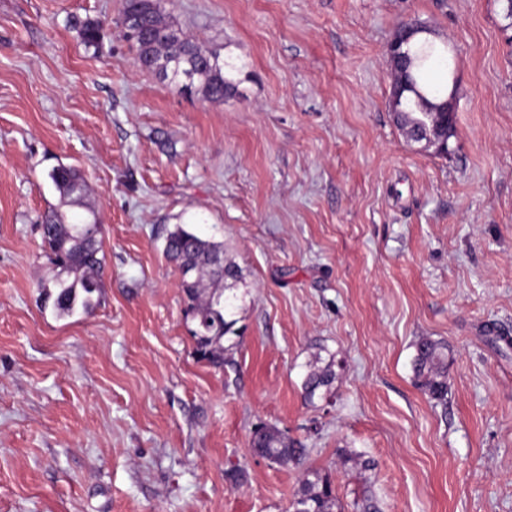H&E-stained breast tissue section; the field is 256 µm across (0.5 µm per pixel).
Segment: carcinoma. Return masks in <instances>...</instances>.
Wrapping results in <instances>:
<instances>
[{"instance_id":"1","label":"carcinoma","mask_w":512,"mask_h":512,"mask_svg":"<svg viewBox=\"0 0 512 512\" xmlns=\"http://www.w3.org/2000/svg\"><path fill=\"white\" fill-rule=\"evenodd\" d=\"M138 18L137 32L129 34L126 19ZM117 25L126 39L137 50V64L144 70L158 74L163 80L177 84L182 90L195 91V80L201 82V92L211 100H222L224 95L236 90L233 72L236 67L220 58V53L205 49L183 37L173 25L162 18L158 0H123ZM83 43L98 46L101 25L93 20L74 19ZM414 59L407 55L394 61L395 81L392 85L391 106L400 128L409 138L416 132L427 131L434 138V153H448L442 144L448 131V101L430 103L418 89L414 74ZM61 196L77 204L86 191V182L77 169L58 166L48 174ZM45 244L54 255L60 272L81 275L69 281L62 277L53 283L55 292H43L44 300L52 301L61 317L88 314L94 308L93 294L99 288V278L104 272V257L99 255L98 236L102 225L75 219L66 221L65 214L53 209L42 221ZM164 254L173 262L180 274V287L187 306L196 309L200 316L196 342V355L210 364L221 367L234 345L224 346V337L234 333L235 321L226 319L237 299L235 290L244 280L243 270L224 253V244L201 237L177 224L167 233ZM209 271L212 281L218 284L207 297H202L203 283L197 274ZM342 362L333 353L328 359L316 356L309 363L303 381L304 398L325 399L333 394ZM412 369L416 385L430 400L447 403L448 398V345L440 340L421 338L415 343ZM250 446L260 457L272 464L286 465L301 460L307 449L295 447L288 434L274 425H263L251 433ZM294 512H344L336 497L331 476L318 470L304 474L301 487L294 500Z\"/></svg>"}]
</instances>
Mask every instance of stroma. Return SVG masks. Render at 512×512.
<instances>
[{
    "label": "stroma",
    "instance_id": "35a3bbf8",
    "mask_svg": "<svg viewBox=\"0 0 512 512\" xmlns=\"http://www.w3.org/2000/svg\"><path fill=\"white\" fill-rule=\"evenodd\" d=\"M121 3L0 0V512H292L310 469L345 512H512L505 0H161L236 64L220 101L140 69ZM77 17L102 23L99 46ZM414 19L453 50L445 156L391 109L388 44ZM61 164L88 184L81 205L48 178ZM57 207L103 227L87 315L42 297ZM177 224L243 270L221 367L196 357L163 253ZM421 336L448 345L446 404L414 381ZM324 349L344 368L310 403ZM262 423L307 455H255ZM324 364V365H319ZM343 368L342 361L336 359L333 353L328 354V359L323 360L320 355L309 363V371L303 381L304 398L313 402L315 397L325 399L333 394V385L338 378L335 368Z\"/></svg>",
    "mask_w": 512,
    "mask_h": 512
}]
</instances>
